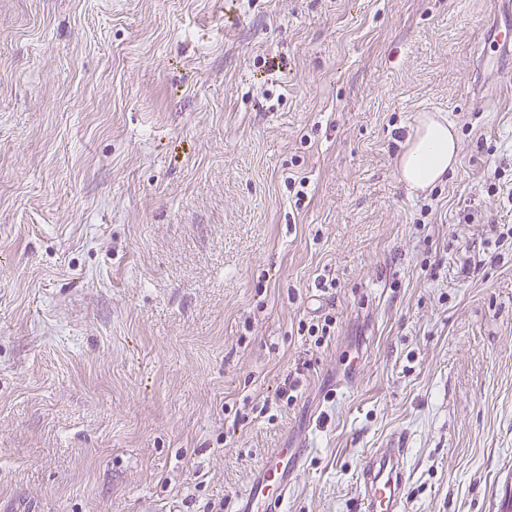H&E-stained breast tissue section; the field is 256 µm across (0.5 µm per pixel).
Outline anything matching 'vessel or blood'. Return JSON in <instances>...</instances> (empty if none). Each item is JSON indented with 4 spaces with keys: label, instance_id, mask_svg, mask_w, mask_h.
I'll return each mask as SVG.
<instances>
[{
    "label": "vessel or blood",
    "instance_id": "b4317fda",
    "mask_svg": "<svg viewBox=\"0 0 512 512\" xmlns=\"http://www.w3.org/2000/svg\"><path fill=\"white\" fill-rule=\"evenodd\" d=\"M307 456L304 448L272 449L238 495L237 512H278ZM408 479L407 450L402 437L369 449L357 474L360 512H405Z\"/></svg>",
    "mask_w": 512,
    "mask_h": 512
}]
</instances>
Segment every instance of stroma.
<instances>
[{
    "label": "stroma",
    "mask_w": 512,
    "mask_h": 512,
    "mask_svg": "<svg viewBox=\"0 0 512 512\" xmlns=\"http://www.w3.org/2000/svg\"><path fill=\"white\" fill-rule=\"evenodd\" d=\"M493 13L0 0V512H235L272 448L309 451L281 512H357L396 433L406 512H496L512 54L472 93ZM424 112L461 149L413 194L396 159Z\"/></svg>",
    "instance_id": "stroma-1"
}]
</instances>
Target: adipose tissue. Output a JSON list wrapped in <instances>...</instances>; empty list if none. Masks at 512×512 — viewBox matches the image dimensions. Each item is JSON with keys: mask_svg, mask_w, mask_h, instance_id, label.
Here are the masks:
<instances>
[{"mask_svg": "<svg viewBox=\"0 0 512 512\" xmlns=\"http://www.w3.org/2000/svg\"><path fill=\"white\" fill-rule=\"evenodd\" d=\"M459 150L452 125L431 113H424L398 158L400 181L412 190L433 187L455 168Z\"/></svg>", "mask_w": 512, "mask_h": 512, "instance_id": "1", "label": "adipose tissue"}]
</instances>
